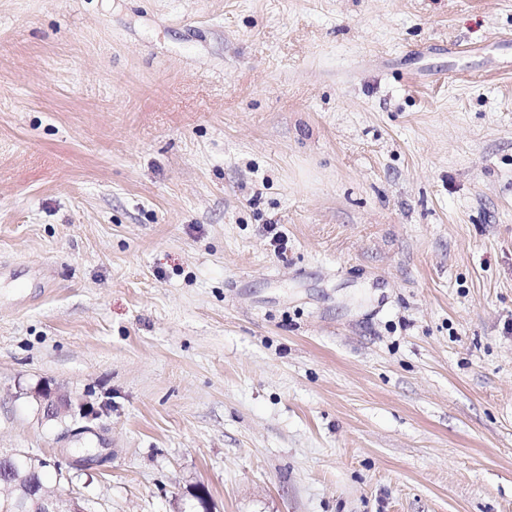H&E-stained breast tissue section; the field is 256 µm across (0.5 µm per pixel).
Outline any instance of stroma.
<instances>
[{"mask_svg":"<svg viewBox=\"0 0 512 512\" xmlns=\"http://www.w3.org/2000/svg\"><path fill=\"white\" fill-rule=\"evenodd\" d=\"M507 36L512 0H0V451L90 512H512ZM33 396L45 419L62 421L69 416L75 417L73 399L69 394L61 392L60 389L43 385L34 389Z\"/></svg>","mask_w":512,"mask_h":512,"instance_id":"obj_1","label":"stroma"}]
</instances>
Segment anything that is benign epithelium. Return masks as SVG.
Here are the masks:
<instances>
[{
	"label": "benign epithelium",
	"instance_id": "7a95c632",
	"mask_svg": "<svg viewBox=\"0 0 512 512\" xmlns=\"http://www.w3.org/2000/svg\"><path fill=\"white\" fill-rule=\"evenodd\" d=\"M33 396L47 420L62 421L69 416L73 418L77 410L84 415L89 412L85 404H74L69 394L48 385L34 389ZM13 458L25 460L27 471L5 472L0 469V512H88L87 504L81 497L51 491L46 487L38 490L35 496L28 492L27 479L30 473L54 465L56 461L25 450L0 455L3 463Z\"/></svg>",
	"mask_w": 512,
	"mask_h": 512
}]
</instances>
